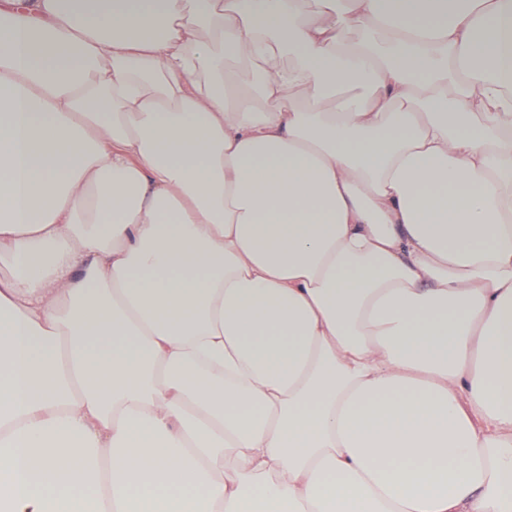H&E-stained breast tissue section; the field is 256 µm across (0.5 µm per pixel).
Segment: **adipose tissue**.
Wrapping results in <instances>:
<instances>
[{
	"instance_id": "ef3b65f1",
	"label": "adipose tissue",
	"mask_w": 512,
	"mask_h": 512,
	"mask_svg": "<svg viewBox=\"0 0 512 512\" xmlns=\"http://www.w3.org/2000/svg\"><path fill=\"white\" fill-rule=\"evenodd\" d=\"M0 512H512V0H0Z\"/></svg>"
}]
</instances>
